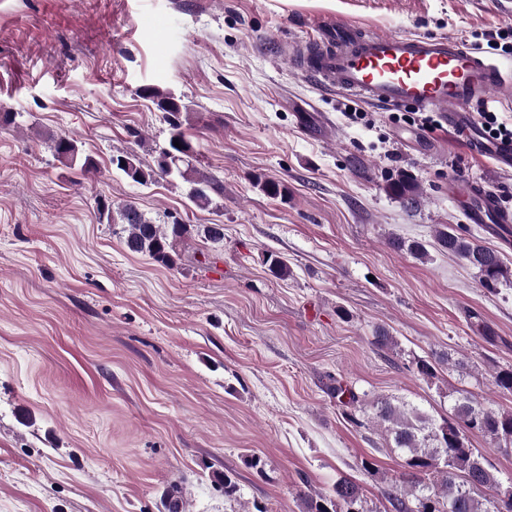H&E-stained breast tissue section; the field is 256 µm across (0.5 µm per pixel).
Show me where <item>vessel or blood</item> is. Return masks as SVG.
<instances>
[{
  "label": "vessel or blood",
  "mask_w": 512,
  "mask_h": 512,
  "mask_svg": "<svg viewBox=\"0 0 512 512\" xmlns=\"http://www.w3.org/2000/svg\"><path fill=\"white\" fill-rule=\"evenodd\" d=\"M297 68L320 84L365 102L438 113L449 136L494 167L512 170V144L488 136L475 117L476 104L512 100V66L456 37L378 34L349 22L321 29L315 43L296 49ZM463 199L469 223L486 224L493 237L512 242V210L495 190L475 181L448 184Z\"/></svg>",
  "instance_id": "obj_1"
}]
</instances>
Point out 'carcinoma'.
<instances>
[{"mask_svg": "<svg viewBox=\"0 0 512 512\" xmlns=\"http://www.w3.org/2000/svg\"><path fill=\"white\" fill-rule=\"evenodd\" d=\"M141 95L164 112L169 131L167 143L158 149L154 168L143 167L132 153L112 156V165L139 185L150 184L159 178L176 185L184 184L192 204L199 208L212 205L211 193L221 194L223 188L196 166L197 148L183 129L181 120L187 107L173 95L153 87L143 88ZM49 141L58 159L70 165L80 161L86 170L93 169L90 159H81L74 139L51 135ZM176 141L179 142L177 146L174 145ZM389 188L410 200L417 193V188L403 174L393 179ZM118 215L121 224L126 226L125 244L130 251L147 255L166 266L173 265L172 253L177 242L190 233V225L178 220L155 224L133 203L123 205ZM388 245L421 259L428 256L427 245L417 240L392 237ZM434 247L463 259L476 269L483 288L493 290L512 279V269L504 264L497 249L463 236L446 225L436 230ZM446 361L447 358L437 355L430 360H418L414 371L424 378H432L436 365ZM327 389L330 396L341 403L370 408L375 422L384 428L391 447L406 456L410 471L402 475V482L411 488L410 496L398 492L395 484L384 491L394 512H448L452 506L456 507L454 512H512V487L502 488V482L490 470L484 454L470 447L468 441V433L478 432L490 438L499 449L511 447V413L495 412L475 401L469 393L460 391L454 398L452 417L437 421L405 402L394 404L388 398L368 402L337 379L327 385ZM479 488L496 492L485 506L472 495V491ZM333 493L331 500L324 496L310 500L307 512H359L360 488L355 483L341 478L336 481Z\"/></svg>", "mask_w": 512, "mask_h": 512, "instance_id": "cac0c4a2", "label": "carcinoma"}]
</instances>
